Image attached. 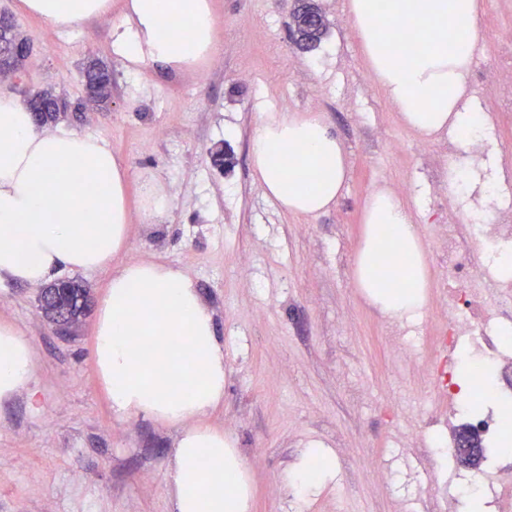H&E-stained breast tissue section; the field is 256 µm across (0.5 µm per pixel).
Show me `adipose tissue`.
<instances>
[{
  "label": "adipose tissue",
  "instance_id": "obj_1",
  "mask_svg": "<svg viewBox=\"0 0 512 512\" xmlns=\"http://www.w3.org/2000/svg\"><path fill=\"white\" fill-rule=\"evenodd\" d=\"M57 30L112 17V53L130 68L159 63L195 70L215 49L212 0H19ZM477 0H348L371 73L406 126L457 139L485 123L461 103L477 42ZM188 23L191 40L169 27ZM251 163L265 195L287 213L317 217L347 182L346 150L319 112L262 113ZM365 232L354 276L385 317L423 312L426 253L412 214L380 185L363 205ZM128 173L102 138L39 122L27 103L0 90V282L40 286L65 272L110 270L97 299L93 357L114 413L178 428L168 487L175 512H249L251 486L235 449L205 417L224 400V345L195 282L179 268L117 258L130 239ZM388 253L400 285L375 274ZM35 355L15 323L0 319V400L33 391ZM331 456L305 449L285 477L302 494L334 473Z\"/></svg>",
  "mask_w": 512,
  "mask_h": 512
}]
</instances>
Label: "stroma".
<instances>
[{
  "label": "stroma",
  "instance_id": "1",
  "mask_svg": "<svg viewBox=\"0 0 512 512\" xmlns=\"http://www.w3.org/2000/svg\"><path fill=\"white\" fill-rule=\"evenodd\" d=\"M302 0H213L216 46L199 70L128 69L111 51L112 22L95 18L51 30L0 0V12L34 49L20 81L68 98L58 128L107 141L128 168L132 213L122 261L179 268L214 313L224 342V402L208 421L223 430L248 473L249 512H437L474 467L441 464L429 444L448 422L432 385L448 355L434 338L448 325L440 252L444 226L462 203L443 187L447 150L421 154L373 79L347 0H314L327 28L300 50L291 16ZM474 66L493 72L497 29L512 24L503 0H478ZM112 71L103 108L85 101L89 60ZM494 82L467 89L468 107L495 131L481 174L512 183V112L493 109ZM320 112L348 152V180L334 209L318 217L283 213L258 184L250 143L259 113ZM223 150L232 164L211 162ZM152 179L164 214L137 205ZM409 205L426 250L430 282L421 319L386 342V321L350 287L363 203L377 185ZM40 288L0 284V318L18 323L37 363L35 397L0 402V512H170L169 465L176 427L113 413L92 356L93 316L70 336L53 334L38 311ZM318 442L336 472L300 499L283 482L304 447Z\"/></svg>",
  "mask_w": 512,
  "mask_h": 512
}]
</instances>
